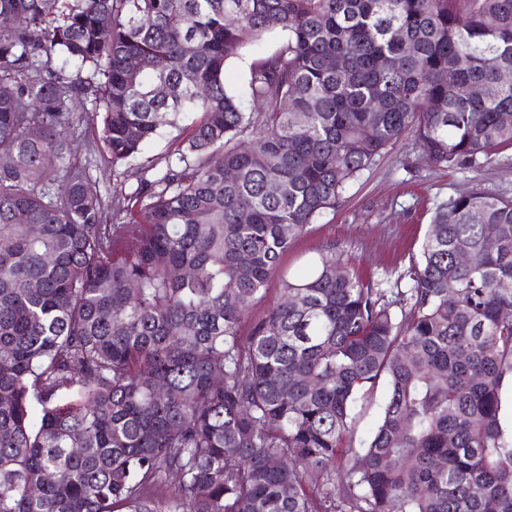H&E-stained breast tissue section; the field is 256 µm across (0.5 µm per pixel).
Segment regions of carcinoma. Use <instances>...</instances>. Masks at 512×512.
<instances>
[{"instance_id": "obj_1", "label": "carcinoma", "mask_w": 512, "mask_h": 512, "mask_svg": "<svg viewBox=\"0 0 512 512\" xmlns=\"http://www.w3.org/2000/svg\"><path fill=\"white\" fill-rule=\"evenodd\" d=\"M507 71L512 0H0V512H512V198L436 203L385 288L282 265L404 138L511 148ZM88 115L130 192L63 166ZM250 62L251 57L244 56L243 58L234 60L227 65L225 71V82L229 88L239 93H244ZM386 398V386L384 384L370 394L367 398L359 400L356 407V426L353 438L354 448H359L360 443L366 440L373 431Z\"/></svg>"}]
</instances>
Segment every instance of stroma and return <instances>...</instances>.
I'll use <instances>...</instances> for the list:
<instances>
[{
    "label": "stroma",
    "mask_w": 512,
    "mask_h": 512,
    "mask_svg": "<svg viewBox=\"0 0 512 512\" xmlns=\"http://www.w3.org/2000/svg\"><path fill=\"white\" fill-rule=\"evenodd\" d=\"M470 186L512 198V149L490 165L463 170L434 166L404 139L351 186L335 211L292 244L284 263L299 268L325 249L349 259L367 280L403 271L418 253L434 203Z\"/></svg>",
    "instance_id": "35a3bbf8"
}]
</instances>
